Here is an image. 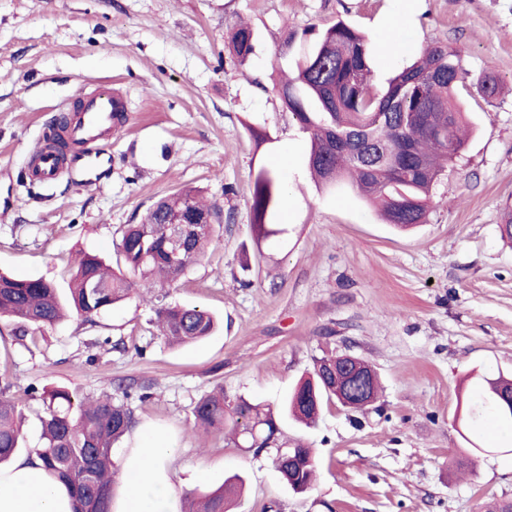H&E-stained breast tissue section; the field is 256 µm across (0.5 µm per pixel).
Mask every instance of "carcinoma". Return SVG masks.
<instances>
[{
  "mask_svg": "<svg viewBox=\"0 0 512 512\" xmlns=\"http://www.w3.org/2000/svg\"><path fill=\"white\" fill-rule=\"evenodd\" d=\"M308 51L293 66V75L276 84L279 95L299 130L309 139L307 157L314 181L326 188L349 182L359 197L379 206L383 220L405 229L424 223L431 190L446 165L463 150L464 113L456 100L463 72L460 52L446 44L426 47L418 60L379 88L369 66V40L339 20L307 31ZM256 33L239 24L229 41L232 54L244 62L254 53ZM478 93L486 100L499 92L497 80L483 76ZM246 129L260 149L272 141L267 128L247 123ZM196 188L179 190L156 201L139 224L119 229L115 243L124 268L112 269L95 255L80 252L73 263L67 296L42 278H21L0 272V320H10L24 334L41 333L57 324L70 308L89 319L141 290L155 307L160 335L172 345L193 344L211 336L215 320L195 306L172 304L167 294L154 293L156 283L174 284L189 265L211 244L214 225L224 223L223 210L206 204ZM191 203L211 216L198 227L187 253L175 259L169 242L167 217ZM285 202L278 175L262 167L253 181L251 227L259 239L285 233L273 218ZM338 355L315 361L313 369L288 394L280 414L243 397L231 402L224 389L202 396L193 408L194 428L204 433L225 430L239 448L258 454L282 448L273 463L281 479L293 490L313 485L317 471L314 454L300 441H290L281 429V417L314 425L323 403L336 398ZM488 395L479 406L495 419L512 425V410L502 401L512 391V380H487ZM0 389V464L23 448L21 415L9 395ZM43 413L41 446L32 449L45 468L68 488L74 512H110L116 470L113 444L135 425L127 402L106 394L81 399L66 387L41 393ZM242 479L233 476L214 491L184 496V512H229Z\"/></svg>",
  "mask_w": 512,
  "mask_h": 512,
  "instance_id": "1",
  "label": "carcinoma"
}]
</instances>
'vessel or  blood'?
Instances as JSON below:
<instances>
[{"instance_id": "vessel-or-blood-1", "label": "vessel or blood", "mask_w": 512, "mask_h": 512, "mask_svg": "<svg viewBox=\"0 0 512 512\" xmlns=\"http://www.w3.org/2000/svg\"><path fill=\"white\" fill-rule=\"evenodd\" d=\"M127 112V99L120 89L85 93L77 107L67 109V120L60 131L68 156L92 157L100 143L111 140L117 133ZM65 158L48 146H39L30 159L29 179L37 183L54 181L66 166Z\"/></svg>"}]
</instances>
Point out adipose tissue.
<instances>
[{"label": "adipose tissue", "instance_id": "adipose-tissue-1", "mask_svg": "<svg viewBox=\"0 0 512 512\" xmlns=\"http://www.w3.org/2000/svg\"><path fill=\"white\" fill-rule=\"evenodd\" d=\"M175 454L159 433L139 432L123 459V485L111 500L112 512H179L180 495L169 476ZM0 512H72V498L37 456L15 457L0 467Z\"/></svg>", "mask_w": 512, "mask_h": 512}]
</instances>
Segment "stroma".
<instances>
[{
  "label": "stroma",
  "mask_w": 512,
  "mask_h": 512,
  "mask_svg": "<svg viewBox=\"0 0 512 512\" xmlns=\"http://www.w3.org/2000/svg\"><path fill=\"white\" fill-rule=\"evenodd\" d=\"M397 0H0V269L67 292L84 251L121 267L114 242L161 196L186 187L220 205L219 236L168 288L172 303L214 315L205 341L172 347L152 303L131 296L92 320L66 319L36 335L0 322V385L11 382L28 447L40 438V397L26 387L128 396L137 426L177 446L180 494L240 476L234 512H479L512 502V433L491 437L468 420L480 376L512 374V0H412L396 60L380 77L440 43L460 50L457 97L472 129L434 187L425 223L385 224L351 188L318 186L308 142L273 89L278 69L306 49L304 33L345 21L375 34ZM255 52L228 49L239 21ZM493 75L485 100L476 83ZM122 89L129 122L48 185L25 177L29 155L62 106L100 87ZM265 124L256 149L245 120ZM278 171L287 232L257 240L250 197L260 167ZM362 357L383 391L375 408L330 403L317 423L290 421L312 448L315 485L294 493L269 453L199 437L196 402L215 386L278 407L325 352ZM149 400H142V393ZM479 453H471L470 444Z\"/></svg>",
  "instance_id": "obj_1"
}]
</instances>
